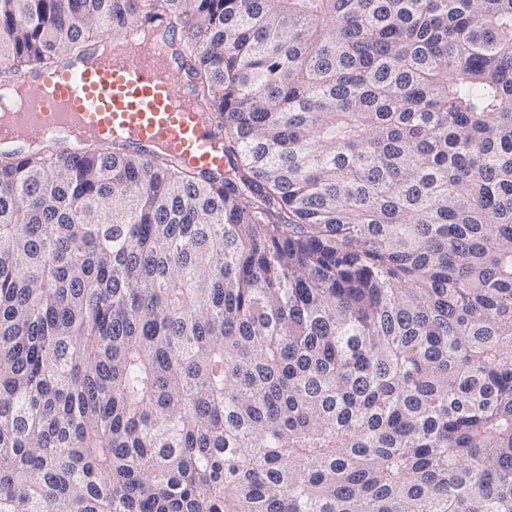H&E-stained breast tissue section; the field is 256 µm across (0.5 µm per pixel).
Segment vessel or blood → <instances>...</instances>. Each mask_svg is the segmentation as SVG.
<instances>
[{
  "mask_svg": "<svg viewBox=\"0 0 512 512\" xmlns=\"http://www.w3.org/2000/svg\"><path fill=\"white\" fill-rule=\"evenodd\" d=\"M175 58L170 41L131 38L118 59L75 60L39 76L25 107L0 122V145L49 140L71 151L81 130L99 142L142 143L190 167L223 170V120L193 100L175 74Z\"/></svg>",
  "mask_w": 512,
  "mask_h": 512,
  "instance_id": "obj_1",
  "label": "vessel or blood"
}]
</instances>
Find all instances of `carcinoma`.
Instances as JSON below:
<instances>
[{"instance_id":"carcinoma-1","label":"carcinoma","mask_w":512,"mask_h":512,"mask_svg":"<svg viewBox=\"0 0 512 512\" xmlns=\"http://www.w3.org/2000/svg\"><path fill=\"white\" fill-rule=\"evenodd\" d=\"M169 31L227 170L0 150V512H512V0H0V78Z\"/></svg>"}]
</instances>
